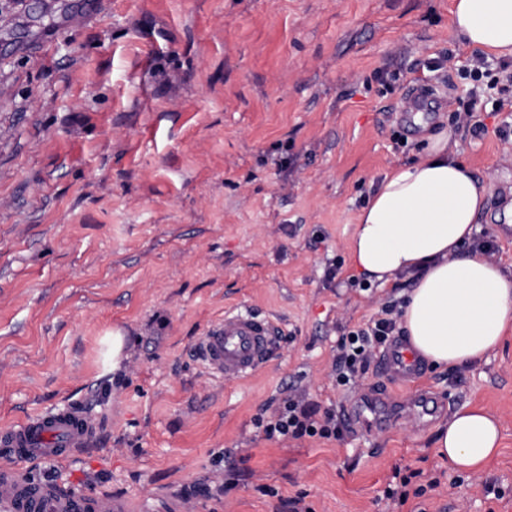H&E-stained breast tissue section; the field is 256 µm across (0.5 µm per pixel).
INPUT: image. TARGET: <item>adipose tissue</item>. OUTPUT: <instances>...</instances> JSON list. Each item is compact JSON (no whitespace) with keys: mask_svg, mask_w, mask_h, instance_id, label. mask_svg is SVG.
I'll return each instance as SVG.
<instances>
[{"mask_svg":"<svg viewBox=\"0 0 512 512\" xmlns=\"http://www.w3.org/2000/svg\"><path fill=\"white\" fill-rule=\"evenodd\" d=\"M452 27L471 48L512 55V0H454ZM488 193L445 135L423 159L386 174L357 217L354 268L384 284L410 278L401 326L412 348L441 368L479 361L512 331V274L465 247ZM500 443L499 421L475 408L455 411L434 441L440 458L471 473Z\"/></svg>","mask_w":512,"mask_h":512,"instance_id":"ef3b65f1","label":"adipose tissue"}]
</instances>
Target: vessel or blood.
Masks as SVG:
<instances>
[{
  "mask_svg": "<svg viewBox=\"0 0 512 512\" xmlns=\"http://www.w3.org/2000/svg\"><path fill=\"white\" fill-rule=\"evenodd\" d=\"M440 92L416 85L409 88L397 112L409 116L440 102ZM280 330L269 318L247 308L225 310L211 325L197 347L208 374L216 379H244L272 357ZM378 366L394 383L417 379L421 363L401 338L382 349ZM102 427L85 406L70 405L36 413L22 423L0 429V446L17 461H43L70 456L86 447ZM0 512H128L124 500L109 495H90L58 483L22 479L0 470Z\"/></svg>",
  "mask_w": 512,
  "mask_h": 512,
  "instance_id": "1",
  "label": "vessel or blood"
}]
</instances>
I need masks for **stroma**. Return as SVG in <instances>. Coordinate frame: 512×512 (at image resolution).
<instances>
[{"label":"stroma","instance_id":"obj_1","mask_svg":"<svg viewBox=\"0 0 512 512\" xmlns=\"http://www.w3.org/2000/svg\"><path fill=\"white\" fill-rule=\"evenodd\" d=\"M452 0H0V427L75 402L105 422L59 461L0 468L128 502L131 512H512V335L479 363L424 367L437 407L376 367L338 385L337 344L404 283L365 285L349 249L383 175L450 134L490 185L476 240L512 271V92L468 104L475 51ZM452 53L442 70L426 59ZM398 72L382 83L381 71ZM453 84L411 131L409 84ZM335 278H327L330 265ZM280 322L253 377L210 378L194 349L225 309ZM378 390L383 415L339 437L269 440L288 396L342 413ZM502 424L477 473L438 457L458 409ZM435 490L388 503L394 468Z\"/></svg>","mask_w":512,"mask_h":512}]
</instances>
